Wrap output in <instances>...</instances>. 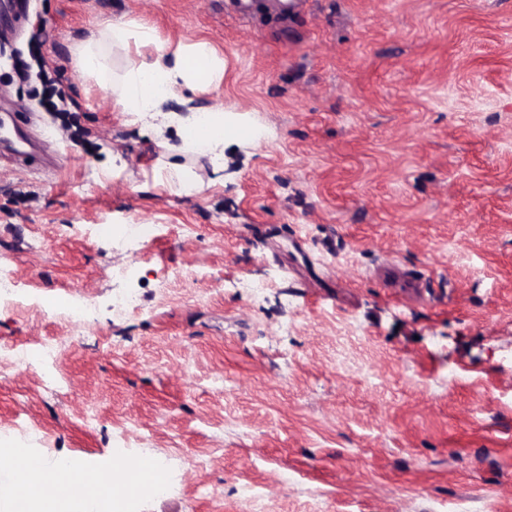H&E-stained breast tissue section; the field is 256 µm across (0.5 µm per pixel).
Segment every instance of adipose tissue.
<instances>
[{
	"label": "adipose tissue",
	"mask_w": 512,
	"mask_h": 512,
	"mask_svg": "<svg viewBox=\"0 0 512 512\" xmlns=\"http://www.w3.org/2000/svg\"><path fill=\"white\" fill-rule=\"evenodd\" d=\"M77 65L100 87L116 89L126 111L151 119L164 152L209 156L214 173L224 170L228 130L246 137L258 135L254 127L236 122L221 106L204 112L192 106L181 112L161 110L167 98L197 94L223 83L224 60L207 41L174 43L161 39L148 22L115 20L101 28L99 39L78 47ZM171 126L180 138L175 145L164 138ZM53 470L50 463L26 469L25 486L10 496V503L21 512H56V501L41 496Z\"/></svg>",
	"instance_id": "obj_1"
}]
</instances>
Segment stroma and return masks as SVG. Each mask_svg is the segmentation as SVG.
<instances>
[{
  "label": "stroma",
  "mask_w": 512,
  "mask_h": 512,
  "mask_svg": "<svg viewBox=\"0 0 512 512\" xmlns=\"http://www.w3.org/2000/svg\"><path fill=\"white\" fill-rule=\"evenodd\" d=\"M27 2H0V113L40 162L0 149V257L43 303L0 308L30 353L0 362V448L158 461L171 493L127 512H512V0ZM116 19L222 53L194 106L266 131L228 133L223 183H157L152 130L76 69ZM140 309V300L137 293L126 291L112 297V318L121 320Z\"/></svg>",
  "instance_id": "obj_1"
}]
</instances>
